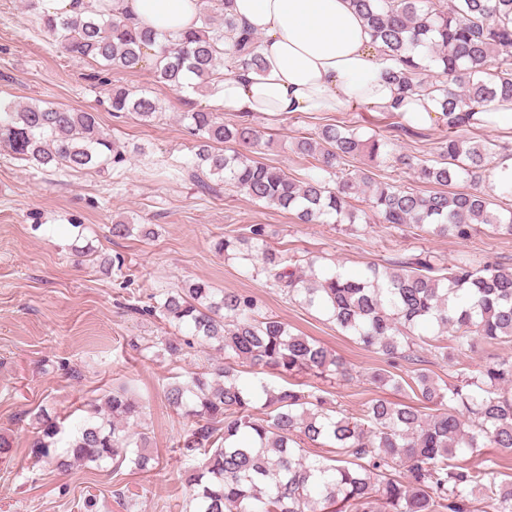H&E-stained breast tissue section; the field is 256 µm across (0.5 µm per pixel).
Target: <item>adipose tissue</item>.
Segmentation results:
<instances>
[{
  "label": "adipose tissue",
  "mask_w": 512,
  "mask_h": 512,
  "mask_svg": "<svg viewBox=\"0 0 512 512\" xmlns=\"http://www.w3.org/2000/svg\"><path fill=\"white\" fill-rule=\"evenodd\" d=\"M199 0H119L120 11L158 35L177 38L199 25ZM238 23L261 35L263 72L237 69L209 98L242 116L343 112L365 106L431 123L441 110L424 92L401 96L398 64L374 44L351 0H234Z\"/></svg>",
  "instance_id": "ef3b65f1"
}]
</instances>
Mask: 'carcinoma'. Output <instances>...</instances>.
Here are the masks:
<instances>
[{
    "label": "carcinoma",
    "mask_w": 512,
    "mask_h": 512,
    "mask_svg": "<svg viewBox=\"0 0 512 512\" xmlns=\"http://www.w3.org/2000/svg\"><path fill=\"white\" fill-rule=\"evenodd\" d=\"M233 0H202L200 26L165 42L147 27L112 9L111 0L86 4L73 16H54L40 0H23L32 23L70 57L136 70L155 49L154 81L176 91L209 92L241 66L262 71L258 37L240 27ZM375 43L398 61L392 74L402 93L430 91L448 128L438 158L395 152L388 140L364 139L348 125L326 124L317 137L295 141L298 153L314 158L319 173L296 181L218 143H255L248 123L224 124L216 113L193 110L182 120L197 138L187 162L189 178L203 190L222 182L251 199L292 213L303 223L339 222L351 216L350 200L367 195L382 224H416L436 236L468 239L480 226L512 235V209L493 207L482 188L496 144L462 133L484 129L475 118L493 101L512 102V0H352ZM436 63L445 81L430 80ZM112 112L154 120V99L125 87L110 93ZM0 148L30 167L51 171L101 170L127 161L124 147L100 128L93 112L47 102L0 101ZM366 156L412 170L437 186L429 193L406 191L351 172L348 162ZM469 192L455 190L461 181ZM215 250L257 268L292 300L316 307L344 333L388 366L411 361L421 330H451V343L434 346L443 362L479 348L512 343V267L462 255L436 270L434 256L420 253L383 268L368 266L349 276L337 270L305 272L287 254L245 239L230 238ZM142 311L160 316L179 335L160 341L181 356L206 344L203 371L171 382L165 398L194 425L178 441L186 461L201 459L190 476L189 512H512V482L498 483L467 458L486 448L512 453V357H492L477 374L454 381L418 371L411 389L419 404L383 396L347 414L317 391L270 385L262 374L278 369L353 378L352 368L320 342L292 333L258 301L238 292L218 294L198 279L159 294ZM251 374L242 378V372ZM379 389H403L388 370L369 376ZM432 412L426 413L421 406ZM143 405L125 390L93 405L67 442L65 429L37 417L31 453L68 472L76 464H127L152 468V456L135 440ZM321 448H334L332 457Z\"/></svg>",
    "instance_id": "obj_1"
}]
</instances>
